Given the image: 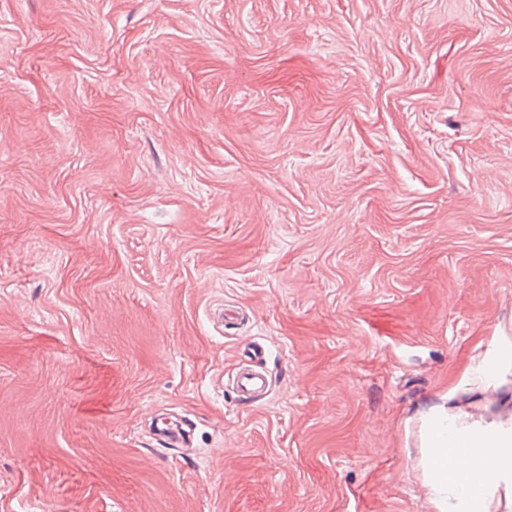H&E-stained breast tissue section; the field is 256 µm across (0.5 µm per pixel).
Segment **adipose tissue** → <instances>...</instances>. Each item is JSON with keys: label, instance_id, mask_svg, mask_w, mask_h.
I'll return each mask as SVG.
<instances>
[{"label": "adipose tissue", "instance_id": "obj_1", "mask_svg": "<svg viewBox=\"0 0 512 512\" xmlns=\"http://www.w3.org/2000/svg\"><path fill=\"white\" fill-rule=\"evenodd\" d=\"M421 467L431 512H495L512 506V422L487 426L467 422L450 400L420 419ZM456 448H481L478 485L457 477L448 463Z\"/></svg>", "mask_w": 512, "mask_h": 512}]
</instances>
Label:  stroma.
<instances>
[{
  "mask_svg": "<svg viewBox=\"0 0 512 512\" xmlns=\"http://www.w3.org/2000/svg\"><path fill=\"white\" fill-rule=\"evenodd\" d=\"M500 327L512 0H0V512H430Z\"/></svg>",
  "mask_w": 512,
  "mask_h": 512,
  "instance_id": "obj_1",
  "label": "stroma"
}]
</instances>
